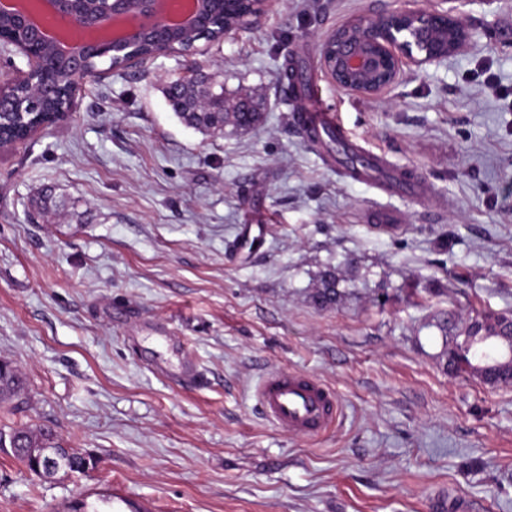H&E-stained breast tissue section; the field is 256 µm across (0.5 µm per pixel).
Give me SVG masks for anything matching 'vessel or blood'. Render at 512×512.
Here are the masks:
<instances>
[{
	"instance_id": "obj_1",
	"label": "vessel or blood",
	"mask_w": 512,
	"mask_h": 512,
	"mask_svg": "<svg viewBox=\"0 0 512 512\" xmlns=\"http://www.w3.org/2000/svg\"><path fill=\"white\" fill-rule=\"evenodd\" d=\"M294 120L309 141L329 152V165L355 181H376L389 197L428 199L430 188L413 169L391 168L385 156L368 154L351 142L333 114L317 111L313 96L297 102ZM264 416L272 424L300 438H315L335 424L340 410L337 394L307 374L268 373L256 389Z\"/></svg>"
}]
</instances>
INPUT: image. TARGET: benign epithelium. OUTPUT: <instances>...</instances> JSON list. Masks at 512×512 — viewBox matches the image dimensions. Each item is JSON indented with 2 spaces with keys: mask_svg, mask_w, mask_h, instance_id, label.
<instances>
[{
  "mask_svg": "<svg viewBox=\"0 0 512 512\" xmlns=\"http://www.w3.org/2000/svg\"><path fill=\"white\" fill-rule=\"evenodd\" d=\"M85 0H32V7L49 6L45 23L36 26L27 15L8 12L0 7V20L8 19V29L0 27V49L12 48L26 60L27 69L18 70L10 83L0 86V113H29L38 99L59 91L62 68H68L72 80L68 88V111L56 115L58 122L68 120L76 104V91L81 78L89 75L88 64L98 58L125 55L126 66L147 61L134 53L143 41L157 45L153 57L170 55L168 47L207 29L216 0H195L194 8L180 21L171 22L158 11V0H93V12L84 11ZM270 0H256V12L244 13L239 22L224 27L222 39L268 10ZM443 10H406L376 16L361 23L341 28L321 47L325 70L336 85L352 87L361 78L367 83L357 87L364 95H376L392 85L405 66L438 64L473 43V35L455 15L457 0ZM127 20L124 33L112 38L106 31L119 19ZM65 26L86 33L78 42L61 44L48 40L46 25Z\"/></svg>",
  "mask_w": 512,
  "mask_h": 512,
  "instance_id": "1",
  "label": "benign epithelium"
}]
</instances>
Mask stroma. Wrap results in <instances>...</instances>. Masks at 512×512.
<instances>
[{"label": "stroma", "mask_w": 512, "mask_h": 512, "mask_svg": "<svg viewBox=\"0 0 512 512\" xmlns=\"http://www.w3.org/2000/svg\"><path fill=\"white\" fill-rule=\"evenodd\" d=\"M441 6L272 0L205 54L84 80L67 123L0 156V360L26 379L0 431L46 427L94 461L46 479L0 447V512H109L116 489L154 512H433L451 490L512 512V386L441 357L476 315L512 318V0H459L473 46L377 96L337 87L319 47L352 21ZM288 58L322 110L443 205L331 169L276 80ZM199 67L262 121L182 125L163 88ZM381 201L393 229L367 220ZM256 229L260 248L243 247ZM328 272L341 297L324 306ZM275 369L334 389L338 423L311 439L269 424L255 390Z\"/></svg>", "instance_id": "35a3bbf8"}]
</instances>
